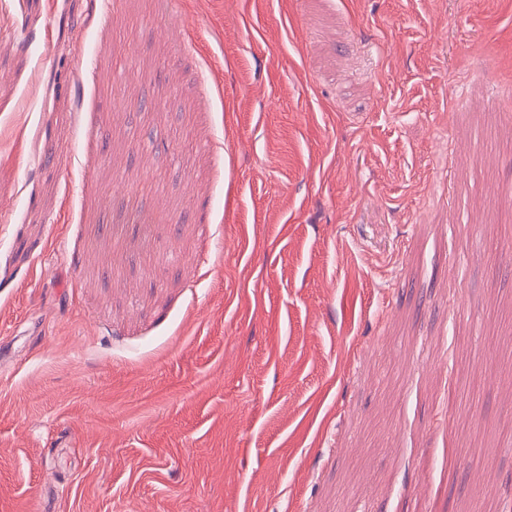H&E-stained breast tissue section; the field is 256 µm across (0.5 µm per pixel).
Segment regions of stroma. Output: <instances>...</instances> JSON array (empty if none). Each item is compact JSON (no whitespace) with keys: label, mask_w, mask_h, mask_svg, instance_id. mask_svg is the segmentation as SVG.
<instances>
[{"label":"stroma","mask_w":512,"mask_h":512,"mask_svg":"<svg viewBox=\"0 0 512 512\" xmlns=\"http://www.w3.org/2000/svg\"><path fill=\"white\" fill-rule=\"evenodd\" d=\"M506 491L512 0L0 15V512Z\"/></svg>","instance_id":"35a3bbf8"}]
</instances>
